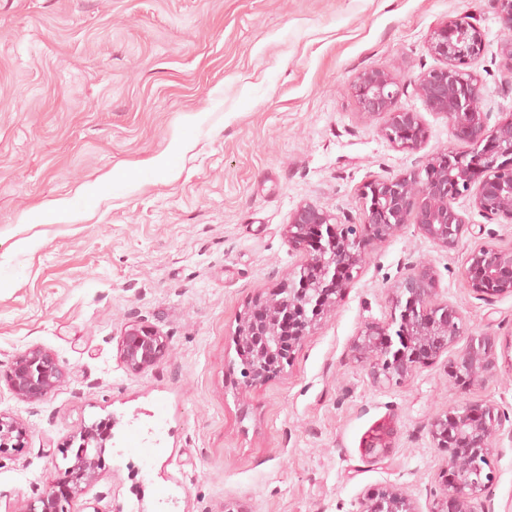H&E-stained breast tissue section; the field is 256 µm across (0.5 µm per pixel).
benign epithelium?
I'll return each mask as SVG.
<instances>
[{"instance_id":"benign-epithelium-1","label":"benign epithelium","mask_w":512,"mask_h":512,"mask_svg":"<svg viewBox=\"0 0 512 512\" xmlns=\"http://www.w3.org/2000/svg\"><path fill=\"white\" fill-rule=\"evenodd\" d=\"M503 29L512 31V0H492ZM485 35L470 16L450 20L436 29L428 52L443 65L422 72L415 91L432 111L448 118L454 136L471 149H448L427 158L423 170L381 180L359 188L366 234L342 224L339 217L310 202L291 212L286 225L288 245L304 252L299 269L269 294L257 308L239 319L234 340L256 349L247 365L245 383H262L292 362L294 351L315 325L336 310L354 273L366 260V246L399 235L412 224L417 232L442 248H453L471 230L454 203L460 197L490 220L512 223V120L489 126L481 110L483 83L469 70L481 57ZM400 79L386 69L363 72L353 85L362 111L383 115L382 136L394 146L417 151L425 140L416 112L393 109ZM468 287L481 297L512 292V245L481 244L467 257ZM433 268L415 266L399 281L388 322H370L349 345L351 358L366 366L371 382L384 387L402 384L424 361L440 357L467 338L450 369L455 381L484 383L497 372L495 338L466 335L460 312L437 301ZM120 359L132 372L154 366L165 354L166 341L153 330L130 326L118 344ZM57 358L37 347L19 353L7 376L11 393L19 400L46 398L65 378ZM502 414L492 403L465 400L448 407L429 423V435L438 448H451L443 471L440 495L430 512H494L491 503L493 472L476 465L488 457ZM112 418L102 419L66 444L71 464L64 470L60 492L45 493L21 512H71L85 488L98 480L106 464L94 444L111 438ZM394 430L388 426L365 442L375 458L388 454ZM26 430L0 413V455L24 446ZM362 512H418L414 502L398 489L366 494Z\"/></svg>"}]
</instances>
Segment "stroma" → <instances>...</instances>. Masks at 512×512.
Instances as JSON below:
<instances>
[{
    "instance_id": "stroma-1",
    "label": "stroma",
    "mask_w": 512,
    "mask_h": 512,
    "mask_svg": "<svg viewBox=\"0 0 512 512\" xmlns=\"http://www.w3.org/2000/svg\"><path fill=\"white\" fill-rule=\"evenodd\" d=\"M464 15L485 34L471 68L494 125L512 116V88L491 0H0V413L27 430L0 457V512L56 489L66 440L106 417V468L78 512H360L385 488L430 512L448 456L428 425L465 399L508 416L491 492L494 512H512V293L481 297L463 278L475 246L512 244V223L484 220L469 198L455 206L482 234L445 249L406 226L370 246L283 372L246 388L233 369L241 314L303 258L285 236L299 203L357 223L362 183L467 150L412 85L438 65L433 31ZM373 68L399 76L394 107L419 113L420 150L390 144L384 117L361 112L351 86ZM177 133L194 146L174 157L176 177L119 192ZM61 198L78 204L77 222L29 223ZM422 261L467 331L495 338L498 372L484 384L452 382L451 350L385 388L351 359V339L390 320L394 286ZM131 324L167 345L139 373L117 352ZM32 346L67 371L39 403L5 381ZM389 423L390 454L366 458L364 439Z\"/></svg>"
}]
</instances>
